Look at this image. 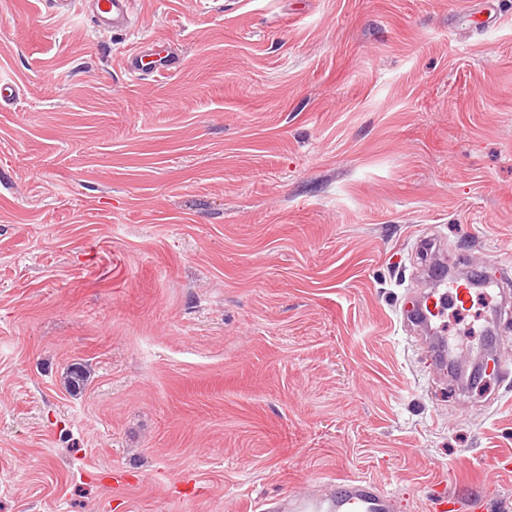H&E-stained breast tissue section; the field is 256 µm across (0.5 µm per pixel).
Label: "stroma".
I'll return each mask as SVG.
<instances>
[{
    "mask_svg": "<svg viewBox=\"0 0 512 512\" xmlns=\"http://www.w3.org/2000/svg\"><path fill=\"white\" fill-rule=\"evenodd\" d=\"M0 0V512H261L339 476L512 512V317L461 391L404 312L512 277V0ZM163 37L177 71L121 58ZM84 367L79 390L66 373ZM100 31H127L132 24L136 0H80Z\"/></svg>",
    "mask_w": 512,
    "mask_h": 512,
    "instance_id": "35a3bbf8",
    "label": "stroma"
}]
</instances>
